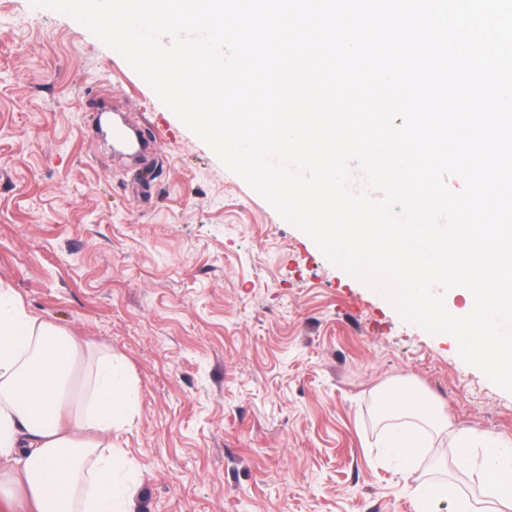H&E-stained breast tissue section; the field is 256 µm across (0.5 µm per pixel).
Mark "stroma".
Here are the masks:
<instances>
[{
  "label": "stroma",
  "instance_id": "1",
  "mask_svg": "<svg viewBox=\"0 0 512 512\" xmlns=\"http://www.w3.org/2000/svg\"><path fill=\"white\" fill-rule=\"evenodd\" d=\"M159 136L149 179L109 159L100 104ZM0 280L112 351L136 411L112 442L137 512H418L421 486L480 493L445 439L382 448L377 391L406 381L452 426L512 444V393L455 338L402 319L228 170L73 18L0 0Z\"/></svg>",
  "mask_w": 512,
  "mask_h": 512
}]
</instances>
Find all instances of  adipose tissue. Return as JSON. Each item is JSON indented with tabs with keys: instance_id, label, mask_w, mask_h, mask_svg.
Returning <instances> with one entry per match:
<instances>
[{
	"instance_id": "1",
	"label": "adipose tissue",
	"mask_w": 512,
	"mask_h": 512,
	"mask_svg": "<svg viewBox=\"0 0 512 512\" xmlns=\"http://www.w3.org/2000/svg\"><path fill=\"white\" fill-rule=\"evenodd\" d=\"M82 354L76 337L0 282V512H135L137 470L112 442L135 411L124 368L104 353L73 390ZM376 402L382 415L402 417L386 446L408 464L447 422L436 402L406 388L381 390ZM452 440L463 470L472 448L490 449L480 499L459 495L453 512H512V450L468 427Z\"/></svg>"
}]
</instances>
